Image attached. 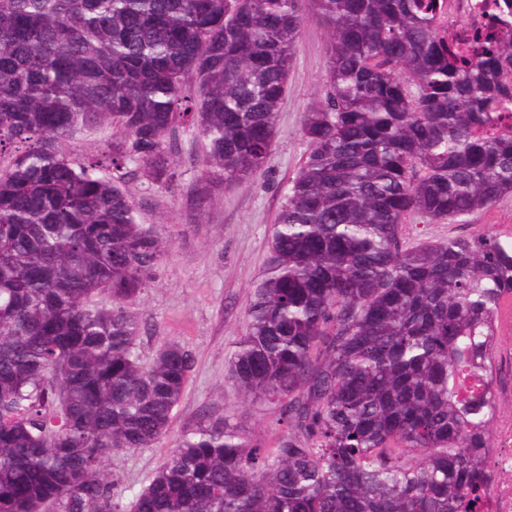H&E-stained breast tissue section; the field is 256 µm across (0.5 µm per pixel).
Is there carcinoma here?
I'll use <instances>...</instances> for the list:
<instances>
[{
  "instance_id": "1",
  "label": "carcinoma",
  "mask_w": 512,
  "mask_h": 512,
  "mask_svg": "<svg viewBox=\"0 0 512 512\" xmlns=\"http://www.w3.org/2000/svg\"><path fill=\"white\" fill-rule=\"evenodd\" d=\"M0 0V512H478L512 236L404 245L512 196V0ZM329 36L228 378L277 446L202 414L126 507L112 454L169 431L192 369L125 310L170 244L125 184L258 175L306 17ZM115 129L110 152L64 145Z\"/></svg>"
}]
</instances>
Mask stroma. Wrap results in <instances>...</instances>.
<instances>
[{
  "mask_svg": "<svg viewBox=\"0 0 512 512\" xmlns=\"http://www.w3.org/2000/svg\"><path fill=\"white\" fill-rule=\"evenodd\" d=\"M328 68L327 33L314 20L301 29L280 105L277 136L263 171L217 193L202 223L191 222L187 194L203 175L191 137H183L176 155L180 178L169 187L126 185L142 224L171 249L128 312L142 326L143 362L171 342L191 351L193 367L165 439L149 448L114 453L107 469L113 492L131 502L162 464L181 433L201 410L230 422L274 446L281 435L278 414L263 404H246L227 380L228 360L242 335L255 286L267 271L272 227L285 189L307 152L301 133L303 114L315 103ZM512 235V196L454 224H427L410 218L403 226L406 247L454 237Z\"/></svg>",
  "mask_w": 512,
  "mask_h": 512,
  "instance_id": "obj_1",
  "label": "stroma"
}]
</instances>
